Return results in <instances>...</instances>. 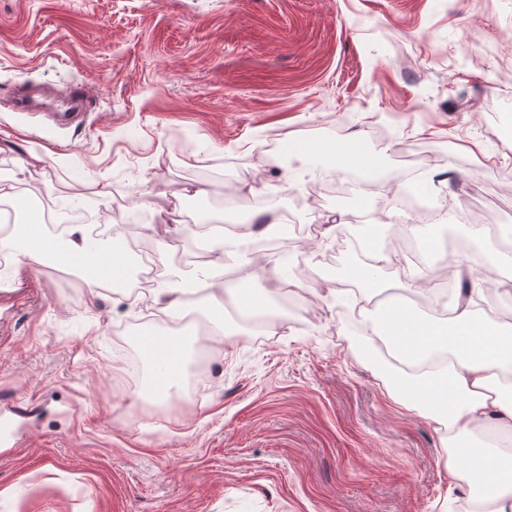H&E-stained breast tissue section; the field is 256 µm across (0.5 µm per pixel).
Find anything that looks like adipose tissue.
Listing matches in <instances>:
<instances>
[{
    "label": "adipose tissue",
    "instance_id": "ef3b65f1",
    "mask_svg": "<svg viewBox=\"0 0 512 512\" xmlns=\"http://www.w3.org/2000/svg\"><path fill=\"white\" fill-rule=\"evenodd\" d=\"M293 156L302 163L318 157L345 174L358 167L368 171L374 167L373 161H362L327 143L298 145ZM259 224L265 234L280 232L275 207L217 233H196L195 241L209 244L217 256L193 279L156 288L154 303L159 311L179 316L185 295L206 291L210 321L222 334L225 297H232L246 314L260 308L262 300L253 284L261 273L250 256ZM17 236L16 264L61 261L81 274L90 292L129 276L130 253L121 249L119 237L90 244L81 224L66 225L61 233L51 235L39 219L26 213L19 220ZM228 258L236 273L231 281L224 278ZM434 301L440 308L435 317L413 313L398 302L372 312L358 309L362 338L371 349L377 340H384L392 352L395 366L383 369L392 398L410 408L422 407L436 430L444 433L448 472L469 484L471 512H504L503 502L512 495V397L503 396L501 390L504 378L512 375V323L502 321L496 310L477 307L474 300H461L456 292H435ZM139 345L167 384L179 379L186 353L181 340L148 333L140 336ZM407 363L413 365V372L404 371ZM490 422L498 435L509 439L494 455L469 440L473 430Z\"/></svg>",
    "mask_w": 512,
    "mask_h": 512
}]
</instances>
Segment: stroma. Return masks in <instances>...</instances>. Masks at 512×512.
<instances>
[{"label":"stroma","mask_w":512,"mask_h":512,"mask_svg":"<svg viewBox=\"0 0 512 512\" xmlns=\"http://www.w3.org/2000/svg\"><path fill=\"white\" fill-rule=\"evenodd\" d=\"M512 0H0V203L45 191L56 220L159 226L157 276L193 278L179 253L190 206L233 192L304 227L267 250L294 307L273 329L225 310L201 398L164 418L115 377L144 330L172 321L147 297L90 295L48 265L0 270V405L47 401L0 456V512H466L442 436L396 403L358 355L336 302L358 259L356 217L400 223L392 196L346 199L279 162L298 143L361 139L383 171L430 159L427 234L459 258L464 214L512 225ZM84 85L86 120L57 126L8 104L19 82ZM181 221L165 225L169 211Z\"/></svg>","instance_id":"35a3bbf8"}]
</instances>
